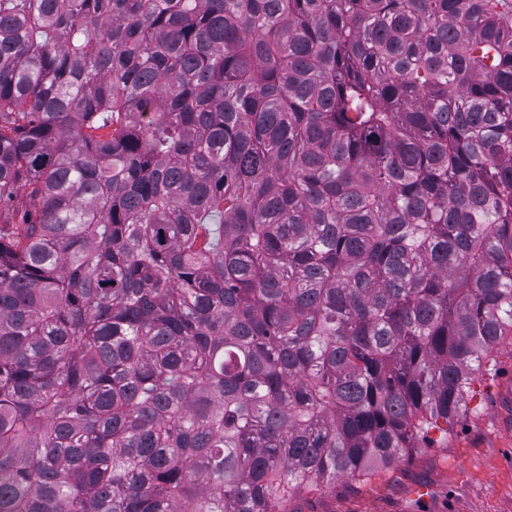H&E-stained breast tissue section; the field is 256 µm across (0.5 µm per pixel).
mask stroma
Wrapping results in <instances>:
<instances>
[{
	"label": "stroma",
	"mask_w": 512,
	"mask_h": 512,
	"mask_svg": "<svg viewBox=\"0 0 512 512\" xmlns=\"http://www.w3.org/2000/svg\"><path fill=\"white\" fill-rule=\"evenodd\" d=\"M494 358V371L473 382L447 437L367 478L297 493L288 512H512L511 339Z\"/></svg>",
	"instance_id": "obj_1"
}]
</instances>
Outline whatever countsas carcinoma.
<instances>
[{
    "label": "carcinoma",
    "instance_id": "obj_1",
    "mask_svg": "<svg viewBox=\"0 0 512 512\" xmlns=\"http://www.w3.org/2000/svg\"><path fill=\"white\" fill-rule=\"evenodd\" d=\"M0 512H288L512 337V0H0Z\"/></svg>",
    "mask_w": 512,
    "mask_h": 512
}]
</instances>
